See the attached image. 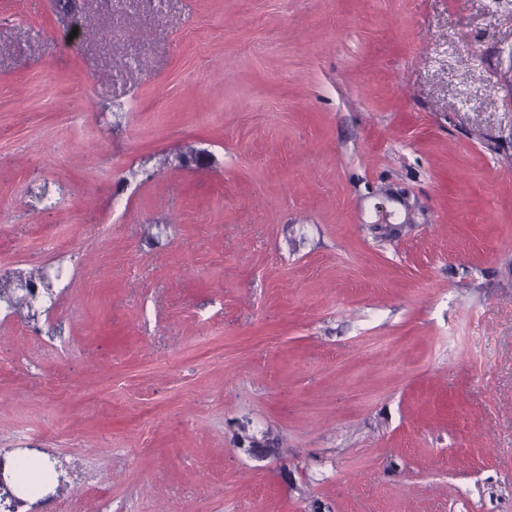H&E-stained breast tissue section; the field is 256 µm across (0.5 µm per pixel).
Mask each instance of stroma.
I'll list each match as a JSON object with an SVG mask.
<instances>
[{
	"instance_id": "stroma-1",
	"label": "stroma",
	"mask_w": 512,
	"mask_h": 512,
	"mask_svg": "<svg viewBox=\"0 0 512 512\" xmlns=\"http://www.w3.org/2000/svg\"><path fill=\"white\" fill-rule=\"evenodd\" d=\"M49 266L0 505L33 456L18 512H512V0H0V268ZM30 461H21L18 464L19 487L25 491H37L45 482V477L40 470L35 471Z\"/></svg>"
}]
</instances>
